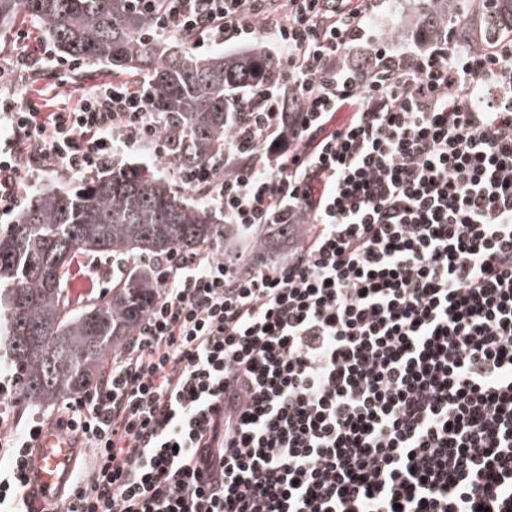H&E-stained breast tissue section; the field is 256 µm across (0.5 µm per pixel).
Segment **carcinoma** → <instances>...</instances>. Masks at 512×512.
<instances>
[{
	"label": "carcinoma",
	"mask_w": 512,
	"mask_h": 512,
	"mask_svg": "<svg viewBox=\"0 0 512 512\" xmlns=\"http://www.w3.org/2000/svg\"><path fill=\"white\" fill-rule=\"evenodd\" d=\"M470 2L420 0L415 27L469 30ZM495 2V22L512 32V0ZM21 14L62 56L137 76L159 115L169 163L183 169L207 172L224 157L232 103L273 71L260 47L202 57L188 41L172 46L151 36L130 0H0V33ZM218 223L212 204H189L138 167L32 195L0 224V347L18 374V403L47 406L87 392L156 298V278L141 266L112 281V296L74 303L67 279L76 256L194 253Z\"/></svg>",
	"instance_id": "obj_1"
}]
</instances>
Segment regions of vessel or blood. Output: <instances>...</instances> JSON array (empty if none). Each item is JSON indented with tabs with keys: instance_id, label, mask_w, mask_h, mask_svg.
<instances>
[{
	"instance_id": "obj_1",
	"label": "vessel or blood",
	"mask_w": 512,
	"mask_h": 512,
	"mask_svg": "<svg viewBox=\"0 0 512 512\" xmlns=\"http://www.w3.org/2000/svg\"><path fill=\"white\" fill-rule=\"evenodd\" d=\"M76 452L70 438L57 429L47 430L38 442L31 486L35 496L31 503L32 512H42L44 506H51L53 512H63L61 493L69 482L71 460Z\"/></svg>"
}]
</instances>
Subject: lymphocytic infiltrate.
<instances>
[{"instance_id":"obj_1","label":"lymphocytic infiltrate","mask_w":512,"mask_h":512,"mask_svg":"<svg viewBox=\"0 0 512 512\" xmlns=\"http://www.w3.org/2000/svg\"><path fill=\"white\" fill-rule=\"evenodd\" d=\"M195 45L267 34L207 194L263 244L155 258L108 376L56 410L93 466L65 512H512V39L373 32L386 0H134ZM348 110L340 125L336 112ZM0 212L29 170L80 177L156 142L150 94L103 82L41 116L0 95ZM0 374V512H25L48 422Z\"/></svg>"}]
</instances>
